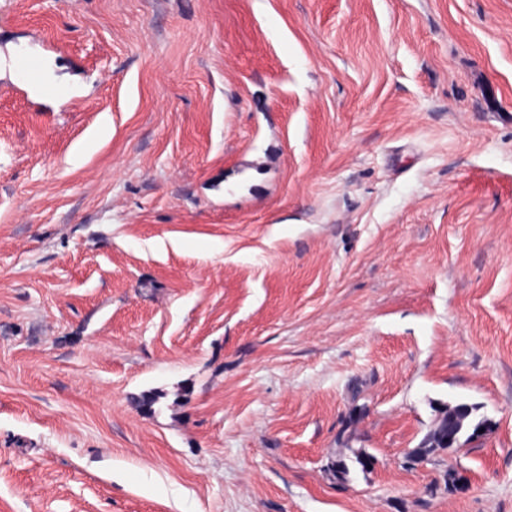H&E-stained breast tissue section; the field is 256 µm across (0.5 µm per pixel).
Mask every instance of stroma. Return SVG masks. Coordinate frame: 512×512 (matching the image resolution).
Wrapping results in <instances>:
<instances>
[{
  "instance_id": "35a3bbf8",
  "label": "stroma",
  "mask_w": 512,
  "mask_h": 512,
  "mask_svg": "<svg viewBox=\"0 0 512 512\" xmlns=\"http://www.w3.org/2000/svg\"><path fill=\"white\" fill-rule=\"evenodd\" d=\"M0 512H512V0H0ZM478 410L477 406L467 403L439 405L437 423L416 447L408 449L404 455V465L414 469L422 464L439 462L449 450L463 448L482 439L489 428V422L483 417L475 420ZM481 429L484 432L478 433ZM351 456H342L330 463L329 469L336 476L337 482H344L348 479L351 472L350 464L362 465L363 460L366 458L375 457L367 452L364 448H347Z\"/></svg>"
}]
</instances>
